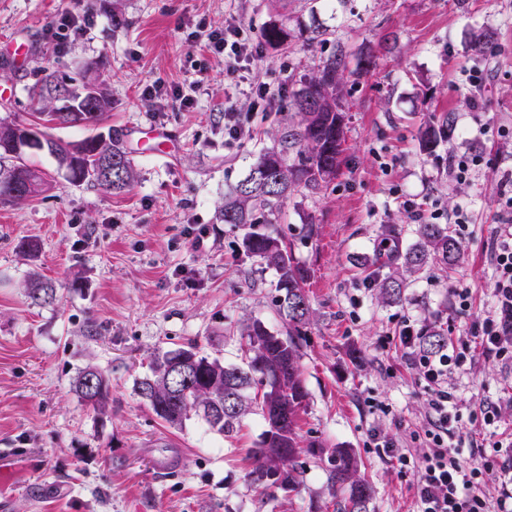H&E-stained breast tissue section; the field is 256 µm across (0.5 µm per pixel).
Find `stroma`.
Returning a JSON list of instances; mask_svg holds the SVG:
<instances>
[{"label":"stroma","instance_id":"obj_1","mask_svg":"<svg viewBox=\"0 0 512 512\" xmlns=\"http://www.w3.org/2000/svg\"><path fill=\"white\" fill-rule=\"evenodd\" d=\"M61 5L0 0V47L30 48L25 66L0 58V89L13 93L0 103V120L34 118L40 105L27 88L40 70L71 75L94 63L93 78L112 98L98 128L122 135L137 179L119 194L74 185L52 157L35 152L26 160L50 190L0 203V512H334L325 465L310 455L299 458L292 496L268 497L247 480L249 451L265 429L259 412L230 436L194 417L171 428L135 383L152 351L193 341L237 364L245 319L281 327L275 271L243 254L242 229L217 214L225 191L278 143L290 101L339 49L348 62L345 162L318 193L291 195L270 226L306 270L314 311L302 345L308 399L298 435L353 450L374 490L371 512H416L412 474L377 454L373 440L415 456L432 424L402 329L435 321L462 340L492 306L500 178L512 170V0H82L84 30L54 45L45 29ZM232 17L262 44L251 69L285 89L269 112L250 97L235 99L252 129L242 142L224 138L223 57L191 41ZM274 25L292 32L288 48L263 45ZM316 26L326 35L305 42ZM480 30L495 51L479 60L471 39ZM479 61L489 79L473 111L466 71ZM177 90L188 106L166 104ZM444 112L455 115L457 131L424 154L418 130ZM153 127L167 134V155L150 154ZM469 155L481 166L453 181L449 157ZM410 198L439 224L467 211L459 238L466 260L446 273L430 268L401 303L386 305L355 260L372 254L390 226L402 244L415 241L403 207ZM196 237L203 247L192 246ZM27 239L38 241L36 254L20 250ZM34 272L57 284L55 305L26 297L22 283ZM464 287L472 290L465 316L453 296ZM90 362L111 380L104 415L72 390ZM448 389L462 401L455 440L475 461L512 431V366L477 354L449 376ZM491 402L497 428L475 427L474 414Z\"/></svg>","mask_w":512,"mask_h":512}]
</instances>
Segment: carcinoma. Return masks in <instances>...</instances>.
Here are the masks:
<instances>
[{
	"label": "carcinoma",
	"mask_w": 512,
	"mask_h": 512,
	"mask_svg": "<svg viewBox=\"0 0 512 512\" xmlns=\"http://www.w3.org/2000/svg\"><path fill=\"white\" fill-rule=\"evenodd\" d=\"M265 42L274 47L288 44L290 33L272 26L263 34ZM85 69L61 83V77L42 71L30 87L43 103L42 134L48 154L63 168L73 184H91L108 193H121L135 178L132 158L124 148L118 132L108 134V143L96 146L93 139L65 142L54 138L50 130L57 125H96L112 110V99L106 89L97 86L100 100L76 107L72 100L88 90ZM345 61L342 53L331 55L317 68L294 100L297 121L288 125L279 146L262 153L246 176L224 193L219 219L225 224L248 227L242 238L245 255L255 257L277 274V306L283 329L273 331L263 321L244 320L241 336L242 363L226 365L217 358L203 355L194 342L173 350L157 351L150 363V374L136 382L135 390L152 412L171 427H180L195 415L210 430L229 435L241 418L256 407L266 425L258 448L254 450L255 466L248 479L275 497L288 496L300 487L297 457L300 452L296 431L297 417L308 396L302 370L303 328L310 323L312 310L304 283L306 271L295 263L291 243L279 235L254 230L257 224L271 223L288 194L304 188L317 191L325 187L342 164L345 141V113L339 105L327 108L324 103L330 92L340 93ZM456 130L453 115L443 113L419 129L421 152L435 154L436 149L452 139ZM296 153L290 159V153ZM118 158L112 180H100L98 166L108 156ZM25 170L37 183L26 195L13 194L9 179L17 170ZM44 178L30 167L23 154H15L0 144V201H22L42 193ZM416 240L401 251L389 246L385 253H375L364 260L384 304H396L405 298L411 278L435 266L442 272L458 267L464 258L460 244L443 224H420ZM394 269L380 276V269ZM26 295L39 306L56 301L54 282L37 274L24 284ZM420 350L437 353L448 347V336L432 325L419 332ZM182 368L191 374V386L177 391L172 373ZM75 392L93 410L105 412L110 400V379L97 366L89 364L78 375ZM309 452L327 461L328 483L336 497V512H370L373 489L357 473L352 452L348 448H327L312 441Z\"/></svg>",
	"instance_id": "obj_1"
}]
</instances>
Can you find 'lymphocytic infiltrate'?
Listing matches in <instances>:
<instances>
[{
  "instance_id": "1",
  "label": "lymphocytic infiltrate",
  "mask_w": 512,
  "mask_h": 512,
  "mask_svg": "<svg viewBox=\"0 0 512 512\" xmlns=\"http://www.w3.org/2000/svg\"><path fill=\"white\" fill-rule=\"evenodd\" d=\"M206 48L224 58V77L229 86L247 85L250 95L273 103L277 93L258 76L248 75L247 63L258 51L250 30L237 19L225 21L222 32L210 33ZM510 190L501 192L498 201V234L492 251L495 278L491 283L494 308L475 325L484 354L512 361V174L505 175ZM471 345L453 346L439 354L416 356L421 376L429 389L427 405L435 419V429L418 459L412 460L390 443L380 444L379 452L410 467L416 490L417 512H512V443L494 442L493 454L469 463L460 449L450 447L460 421L459 406L448 390V377L473 363ZM497 471L502 476L495 501H487L475 491L479 477Z\"/></svg>"
}]
</instances>
